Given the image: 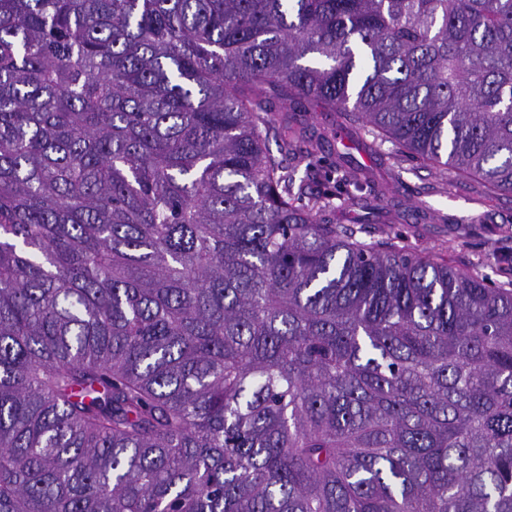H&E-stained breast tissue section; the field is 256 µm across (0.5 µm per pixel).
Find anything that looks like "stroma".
I'll use <instances>...</instances> for the list:
<instances>
[{"instance_id":"35a3bbf8","label":"stroma","mask_w":512,"mask_h":512,"mask_svg":"<svg viewBox=\"0 0 512 512\" xmlns=\"http://www.w3.org/2000/svg\"><path fill=\"white\" fill-rule=\"evenodd\" d=\"M306 122L328 131L312 167L325 178L319 203L337 223L361 226V241L390 238L495 284L512 285V196L413 158L371 126L322 115ZM343 165L372 169L375 178L347 195L339 181Z\"/></svg>"}]
</instances>
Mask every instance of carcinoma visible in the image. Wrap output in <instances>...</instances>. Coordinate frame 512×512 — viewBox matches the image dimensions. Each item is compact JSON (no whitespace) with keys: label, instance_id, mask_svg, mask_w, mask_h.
Here are the masks:
<instances>
[{"label":"carcinoma","instance_id":"1","mask_svg":"<svg viewBox=\"0 0 512 512\" xmlns=\"http://www.w3.org/2000/svg\"><path fill=\"white\" fill-rule=\"evenodd\" d=\"M301 112L512 196V0H0V512H512V289Z\"/></svg>","mask_w":512,"mask_h":512}]
</instances>
